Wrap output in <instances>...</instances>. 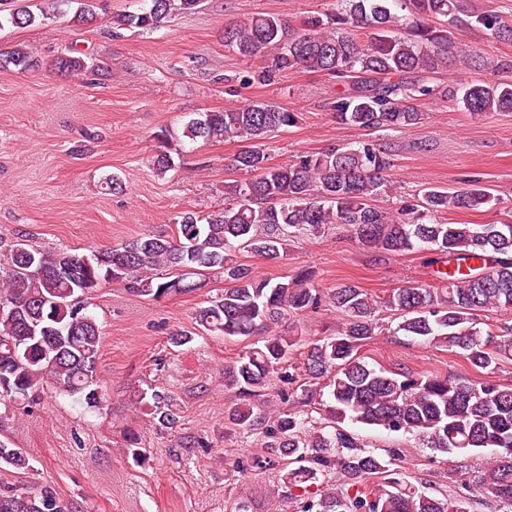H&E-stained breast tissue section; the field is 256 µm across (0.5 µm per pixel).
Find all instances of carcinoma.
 Returning a JSON list of instances; mask_svg holds the SVG:
<instances>
[{
    "instance_id": "1",
    "label": "carcinoma",
    "mask_w": 512,
    "mask_h": 512,
    "mask_svg": "<svg viewBox=\"0 0 512 512\" xmlns=\"http://www.w3.org/2000/svg\"><path fill=\"white\" fill-rule=\"evenodd\" d=\"M200 0H142L135 12L117 18L120 26L153 30L175 11H192ZM399 8L403 14L393 11ZM47 12L19 4L0 13L6 24L27 27ZM469 30L512 41V24L497 14L468 10L462 0H336V7L290 23L257 15L224 29V46L258 63L253 79L269 81L288 69L323 73L343 90L329 103L338 124L363 130L409 129L422 120L420 103L451 102L468 112H512V81L439 85L430 75L465 65L493 72L490 64L460 40ZM0 65L37 70L38 59L23 48L0 50ZM63 73L98 71L102 64L65 53L56 58ZM297 122V113L267 103L207 111L203 122L189 120L191 141L241 143L233 162L249 178L224 184V208L207 216L185 210L169 235H144L120 247L58 252L41 250L21 237L0 263V407L4 411L40 399L44 388L78 397L89 408L107 402L97 373L102 336L87 310L101 287L121 283L160 301L198 286L205 271L224 274V292L198 308L195 322L207 334L256 341L224 367V390L237 402L229 418L259 436L260 447L282 464L288 499L302 512H468L465 503L438 498L405 480L402 449L384 456L367 451L355 434L336 426L349 418L388 432L412 434L427 447L452 456L478 448L495 449L479 483L503 512H512V384L491 375L512 361V327L483 328L485 311L512 310V220L501 224H448L453 209L491 210L493 189L477 180L446 190L427 189L396 211L373 204L391 167L387 147L361 141L353 147L301 155L286 165L270 162L269 133ZM151 164L160 176L174 168L179 153L163 131ZM326 224L353 231L365 248L384 255L423 249L436 265L439 285L393 289L384 300L401 318L395 332L438 344L462 355L485 378L469 380L375 366L359 353L378 334L377 301L354 283L323 292L305 267L277 278L257 273L240 260L247 252L276 262L292 233H317ZM328 302L342 322L330 336L305 339L277 328L290 318ZM306 349L296 366L293 351ZM277 387L281 409L268 410L267 392ZM331 428L309 426L288 402L307 406L317 387ZM163 429L179 423L173 398L151 389L137 398ZM135 463L147 460L138 437L127 436ZM29 468L19 448L0 440V466ZM337 474L342 488L313 491L319 475ZM387 487L367 490L373 476ZM0 512H66L49 488L21 492L0 488Z\"/></svg>"
}]
</instances>
